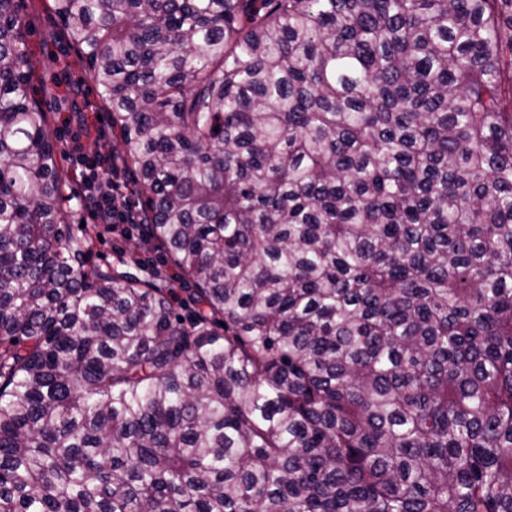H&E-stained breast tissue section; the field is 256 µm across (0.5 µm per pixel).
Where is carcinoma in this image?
I'll return each mask as SVG.
<instances>
[{
  "mask_svg": "<svg viewBox=\"0 0 512 512\" xmlns=\"http://www.w3.org/2000/svg\"><path fill=\"white\" fill-rule=\"evenodd\" d=\"M52 2L193 310L0 0V512H512V0ZM107 170L108 173L101 177L98 174L89 176L85 171H81L80 175L85 202L97 212L103 229L114 233L123 224H140V219L137 214L138 205H134L129 197L133 191V201L137 204L135 187L129 176L122 172V180L120 167L116 163L112 164V159L108 162ZM128 187L132 191H128ZM95 253L97 262L103 267L114 266L139 278L146 277L151 266L163 265L161 254L146 244L135 230L124 237L99 235L95 242Z\"/></svg>",
  "mask_w": 512,
  "mask_h": 512,
  "instance_id": "obj_1",
  "label": "carcinoma"
}]
</instances>
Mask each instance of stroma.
I'll return each mask as SVG.
<instances>
[{
    "label": "stroma",
    "instance_id": "35a3bbf8",
    "mask_svg": "<svg viewBox=\"0 0 512 512\" xmlns=\"http://www.w3.org/2000/svg\"><path fill=\"white\" fill-rule=\"evenodd\" d=\"M16 13L28 30L27 45L35 68V98L49 114L50 134L60 147L80 139L86 149L110 157L119 147L107 121H99L98 131L86 135L75 115L76 104L88 103L91 112H100L102 101L90 79L79 52L63 36L51 0H15ZM97 261L117 267L136 277H146L151 266L161 265L162 257L137 234H102L95 242Z\"/></svg>",
    "mask_w": 512,
    "mask_h": 512
}]
</instances>
